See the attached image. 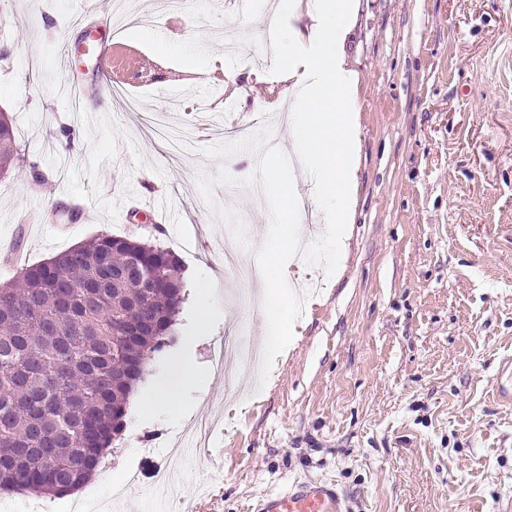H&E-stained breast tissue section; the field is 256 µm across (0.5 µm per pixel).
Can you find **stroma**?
I'll list each match as a JSON object with an SVG mask.
<instances>
[{"label":"stroma","mask_w":512,"mask_h":512,"mask_svg":"<svg viewBox=\"0 0 512 512\" xmlns=\"http://www.w3.org/2000/svg\"><path fill=\"white\" fill-rule=\"evenodd\" d=\"M115 28L113 67L127 84L101 101L84 51L103 29L73 26L80 0H0V110L29 161L0 179V244L20 243L27 263L104 233L172 250L187 297L165 344L150 356L139 392L169 371L184 336L199 370L183 390L182 421L129 406L112 459L80 490L118 512H246L295 479L331 478L349 512H502L512 501V404L494 389L512 359V0H362L346 45L359 74V185L348 240L333 276L295 258L296 290L321 286L296 321L266 385L250 370L237 387L209 351L228 324L263 347L260 306L232 314L231 291L257 282L224 272V223L198 180L226 167L257 171L225 143L224 116L266 118L282 147L285 85L276 73L291 46L281 0H97ZM87 80V111L57 87L58 56ZM267 63L270 82L235 96L226 73ZM281 100L280 111L267 102ZM164 203L172 223L153 231L127 198ZM216 201L236 213L254 261L270 225L255 188ZM206 299L212 318L192 330ZM216 420L207 448L183 450L181 480L156 504L154 473L183 420ZM139 485L124 489L128 471Z\"/></svg>","instance_id":"stroma-1"}]
</instances>
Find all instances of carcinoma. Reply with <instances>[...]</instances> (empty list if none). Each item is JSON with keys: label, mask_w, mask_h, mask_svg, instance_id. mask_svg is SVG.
Here are the masks:
<instances>
[{"label": "carcinoma", "mask_w": 512, "mask_h": 512, "mask_svg": "<svg viewBox=\"0 0 512 512\" xmlns=\"http://www.w3.org/2000/svg\"><path fill=\"white\" fill-rule=\"evenodd\" d=\"M23 162L0 111V176ZM186 289L171 250L102 233L0 287V490L76 491Z\"/></svg>", "instance_id": "carcinoma-1"}]
</instances>
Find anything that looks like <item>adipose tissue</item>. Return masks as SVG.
<instances>
[{"label": "adipose tissue", "instance_id": "ef3b65f1", "mask_svg": "<svg viewBox=\"0 0 512 512\" xmlns=\"http://www.w3.org/2000/svg\"><path fill=\"white\" fill-rule=\"evenodd\" d=\"M361 0H313L301 8L288 0L289 17H305L304 27H290L294 48L279 79L298 101L291 115L297 130L294 147L315 181L317 201L333 212V233L344 243V226L351 221L358 184V74L348 64L346 44L353 31ZM197 369L185 354L174 359L167 378L145 394H132L142 412L165 411L179 418L181 388L192 382Z\"/></svg>", "mask_w": 512, "mask_h": 512}]
</instances>
